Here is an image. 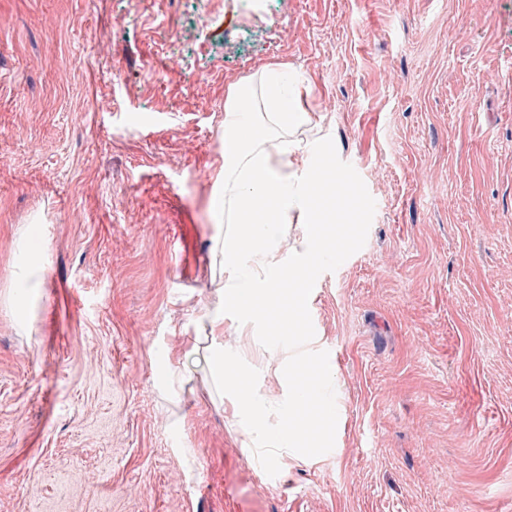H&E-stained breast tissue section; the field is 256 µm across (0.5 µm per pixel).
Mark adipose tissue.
Segmentation results:
<instances>
[{
    "mask_svg": "<svg viewBox=\"0 0 512 512\" xmlns=\"http://www.w3.org/2000/svg\"><path fill=\"white\" fill-rule=\"evenodd\" d=\"M306 80L280 68L265 67L234 87L224 105V194L220 199L222 231L217 238L225 304L234 305L243 323H263L259 303L280 296L283 276L293 272L298 288H306L305 269L330 255L317 232L315 184L311 159L301 132L317 128L318 119L304 98ZM249 98L250 110L239 108ZM297 238L286 243L288 228ZM206 380L212 402L223 405L231 427L255 436V446L268 455L296 457L308 451L309 428L298 415L307 408L325 409L328 429L339 420L329 397L336 381L330 366H321L312 387L301 388L297 374L313 354L307 337H295L276 370L285 395L271 401L245 392L242 380H256L258 366H239L224 350V310L207 315Z\"/></svg>",
    "mask_w": 512,
    "mask_h": 512,
    "instance_id": "ef3b65f1",
    "label": "adipose tissue"
}]
</instances>
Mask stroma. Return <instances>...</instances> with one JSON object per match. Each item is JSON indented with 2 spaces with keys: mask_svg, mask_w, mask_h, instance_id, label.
Returning a JSON list of instances; mask_svg holds the SVG:
<instances>
[{
  "mask_svg": "<svg viewBox=\"0 0 512 512\" xmlns=\"http://www.w3.org/2000/svg\"><path fill=\"white\" fill-rule=\"evenodd\" d=\"M308 78L343 427L259 468L205 376L224 103ZM43 277L19 326L22 241ZM512 512V0H0V512Z\"/></svg>",
  "mask_w": 512,
  "mask_h": 512,
  "instance_id": "obj_1",
  "label": "stroma"
}]
</instances>
